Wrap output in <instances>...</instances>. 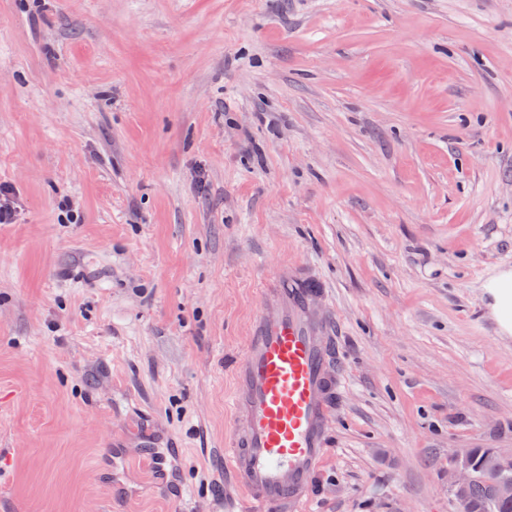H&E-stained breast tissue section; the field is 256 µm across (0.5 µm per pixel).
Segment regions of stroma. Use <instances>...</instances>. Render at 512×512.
I'll return each instance as SVG.
<instances>
[{
    "instance_id": "35a3bbf8",
    "label": "stroma",
    "mask_w": 512,
    "mask_h": 512,
    "mask_svg": "<svg viewBox=\"0 0 512 512\" xmlns=\"http://www.w3.org/2000/svg\"><path fill=\"white\" fill-rule=\"evenodd\" d=\"M0 512H224L294 265L347 371L310 512L512 456V0H0ZM19 197L12 186L0 184V224L16 222L20 209Z\"/></svg>"
}]
</instances>
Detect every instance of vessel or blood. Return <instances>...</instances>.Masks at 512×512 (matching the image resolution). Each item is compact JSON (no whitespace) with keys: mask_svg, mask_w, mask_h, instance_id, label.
<instances>
[{"mask_svg":"<svg viewBox=\"0 0 512 512\" xmlns=\"http://www.w3.org/2000/svg\"><path fill=\"white\" fill-rule=\"evenodd\" d=\"M322 294L288 272L263 291V311L233 367L236 424L224 450V474L249 508L228 500L224 512H306L345 385L333 321L314 306Z\"/></svg>","mask_w":512,"mask_h":512,"instance_id":"1","label":"vessel or blood"}]
</instances>
